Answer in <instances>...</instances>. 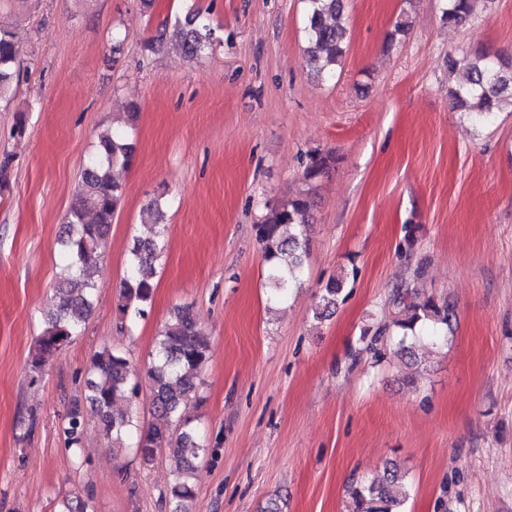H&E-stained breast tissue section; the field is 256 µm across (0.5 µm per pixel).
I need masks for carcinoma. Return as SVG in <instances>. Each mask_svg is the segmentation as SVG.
Returning <instances> with one entry per match:
<instances>
[{"instance_id":"1","label":"carcinoma","mask_w":512,"mask_h":512,"mask_svg":"<svg viewBox=\"0 0 512 512\" xmlns=\"http://www.w3.org/2000/svg\"><path fill=\"white\" fill-rule=\"evenodd\" d=\"M304 33L307 41V64L320 79L336 75L345 53L348 35L344 0H304ZM443 19L450 27L469 23L472 0H445ZM213 29L193 11L176 21L173 30L162 28L149 40L150 51L161 50L166 41L175 39L185 55L194 57L208 45ZM448 71L463 73V81L448 88L455 107L489 119L502 106L512 104V65L496 64L484 56L456 58L448 56ZM17 72L16 34L0 27V97L6 95ZM133 146L118 132L102 133L96 151L84 169L81 183L70 210L68 224L59 237L66 265L57 282L58 304L44 319V328L32 350L29 366L40 373L63 347L79 334L93 309L97 290L94 273L100 250L109 237L112 219L122 196V186L113 177V169L128 165ZM336 163L333 152H313L303 162V175L312 181L327 173ZM310 200L299 194L267 207V213L254 225L255 237L267 262V280L271 299L282 302L297 287L309 254L307 224ZM162 201L152 200L143 211V223L150 236L135 240L127 257L128 279L117 304L120 320L134 323L145 317L154 295L155 263L166 248L165 226L160 224ZM344 276L332 279L323 288L314 318L331 316L342 293ZM395 318L372 330L361 332V339L371 337L367 349L375 350L379 337L394 332L399 336L401 356L416 358L411 340L417 331L430 324L449 328L455 312L446 300L433 298L420 303L412 292L401 286L391 294ZM210 357V343L188 306H177L156 336L155 349L146 369L149 398L154 421L139 426L129 414L114 412L120 400L139 394L141 385L133 358L127 352L105 347L89 365L86 388L91 417L101 433L110 438L112 451L126 448L128 440L138 436L136 453L149 463L155 451H169L173 463V480L164 499L170 512H199L193 475L197 461L206 448L187 408L197 395L200 373ZM87 418L73 408L62 426L65 448L79 456L83 447ZM404 475L397 466H387L374 478L352 476L346 487L350 512H404L407 493Z\"/></svg>"}]
</instances>
